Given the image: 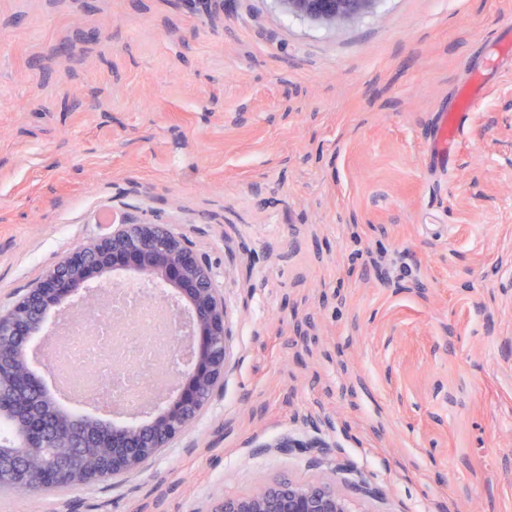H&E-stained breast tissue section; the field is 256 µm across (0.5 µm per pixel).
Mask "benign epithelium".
<instances>
[{"label":"benign epithelium","instance_id":"obj_1","mask_svg":"<svg viewBox=\"0 0 512 512\" xmlns=\"http://www.w3.org/2000/svg\"><path fill=\"white\" fill-rule=\"evenodd\" d=\"M292 14L333 24L369 13L376 0H278ZM131 269L142 278L174 291L168 304L178 318L174 352L181 362L174 386L160 393L140 423L107 425L99 419H80L70 412H56L65 420L46 424L31 408L46 393L35 367L44 363L46 347L32 339L42 331L47 313L66 317L77 307H91L108 275ZM18 344L0 343V420L11 424L8 452H0V483L41 487H70L103 476L87 471L78 455L57 456V448H107L106 466L132 471L183 433L221 387L228 366L229 330L224 295L211 269L183 245L181 238L161 224H122L112 233L81 246L64 257L26 297L12 309L9 330L0 327ZM21 362L29 375L13 379ZM42 457L41 468H28V457ZM211 512H355L340 481L326 477L312 482L290 478L264 481L247 494L225 496Z\"/></svg>","mask_w":512,"mask_h":512}]
</instances>
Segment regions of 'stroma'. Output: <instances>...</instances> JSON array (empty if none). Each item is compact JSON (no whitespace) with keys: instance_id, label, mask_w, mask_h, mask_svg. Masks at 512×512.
I'll return each instance as SVG.
<instances>
[{"instance_id":"1","label":"stroma","mask_w":512,"mask_h":512,"mask_svg":"<svg viewBox=\"0 0 512 512\" xmlns=\"http://www.w3.org/2000/svg\"><path fill=\"white\" fill-rule=\"evenodd\" d=\"M476 78L436 167L434 119ZM122 222L212 268L224 382L140 468L0 512H210L336 473L356 512H512V0L333 25L278 0H0V312Z\"/></svg>"}]
</instances>
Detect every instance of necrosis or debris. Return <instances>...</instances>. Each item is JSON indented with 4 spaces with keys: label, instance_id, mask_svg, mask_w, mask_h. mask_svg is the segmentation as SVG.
Listing matches in <instances>:
<instances>
[{
    "label": "necrosis or debris",
    "instance_id": "1",
    "mask_svg": "<svg viewBox=\"0 0 512 512\" xmlns=\"http://www.w3.org/2000/svg\"><path fill=\"white\" fill-rule=\"evenodd\" d=\"M162 301L159 285L128 281L104 288L98 305L63 322L54 360L70 367L68 391L97 403L118 400L131 411L150 405L159 372H171L176 363L160 354L172 336Z\"/></svg>",
    "mask_w": 512,
    "mask_h": 512
}]
</instances>
